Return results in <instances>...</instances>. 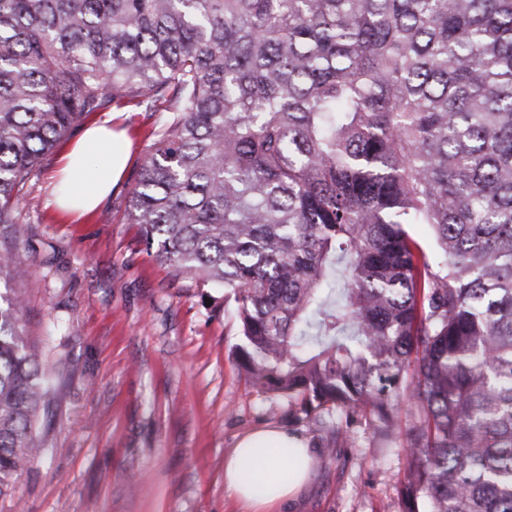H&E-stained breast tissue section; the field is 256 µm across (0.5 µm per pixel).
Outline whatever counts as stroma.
<instances>
[{
    "instance_id": "35a3bbf8",
    "label": "stroma",
    "mask_w": 512,
    "mask_h": 512,
    "mask_svg": "<svg viewBox=\"0 0 512 512\" xmlns=\"http://www.w3.org/2000/svg\"><path fill=\"white\" fill-rule=\"evenodd\" d=\"M92 118L111 119L132 141L93 218L71 224L51 207L57 154L28 185L23 319L56 399L37 418L43 451L0 512H244L224 488V460L241 437L271 427L301 436L315 457L288 512H402L409 402L399 404L396 434L360 420L330 454L314 416L253 389L235 362L241 338L223 290L171 281L126 221L164 113L110 103Z\"/></svg>"
}]
</instances>
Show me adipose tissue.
<instances>
[{"label": "adipose tissue", "instance_id": "ef3b65f1", "mask_svg": "<svg viewBox=\"0 0 512 512\" xmlns=\"http://www.w3.org/2000/svg\"><path fill=\"white\" fill-rule=\"evenodd\" d=\"M130 157L124 132L88 126L60 157L54 206L81 219L93 213L122 177ZM314 460L303 440L279 429L240 439L224 462V488L248 512H281L309 481Z\"/></svg>", "mask_w": 512, "mask_h": 512}]
</instances>
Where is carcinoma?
I'll use <instances>...</instances> for the list:
<instances>
[{
    "label": "carcinoma",
    "instance_id": "obj_1",
    "mask_svg": "<svg viewBox=\"0 0 512 512\" xmlns=\"http://www.w3.org/2000/svg\"><path fill=\"white\" fill-rule=\"evenodd\" d=\"M109 102L168 113L127 219L235 303L250 384L338 440L408 395L402 512H512V0H0V240ZM22 307L0 290V497L50 401Z\"/></svg>",
    "mask_w": 512,
    "mask_h": 512
}]
</instances>
